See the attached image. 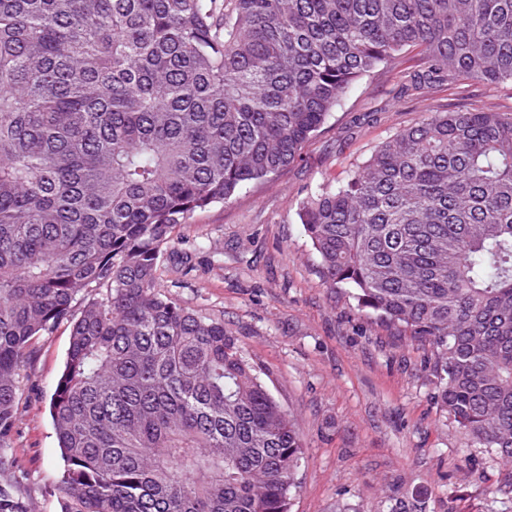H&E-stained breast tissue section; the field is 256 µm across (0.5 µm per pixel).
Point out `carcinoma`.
Wrapping results in <instances>:
<instances>
[{"instance_id": "carcinoma-1", "label": "carcinoma", "mask_w": 512, "mask_h": 512, "mask_svg": "<svg viewBox=\"0 0 512 512\" xmlns=\"http://www.w3.org/2000/svg\"><path fill=\"white\" fill-rule=\"evenodd\" d=\"M411 48L401 96L512 83V0H0V472L17 375L66 322L61 512H288L291 414L161 261ZM299 218L324 283L432 345L441 410L511 465L512 113H430ZM0 512L31 507L0 482Z\"/></svg>"}]
</instances>
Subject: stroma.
Here are the masks:
<instances>
[{
  "label": "stroma",
  "instance_id": "obj_1",
  "mask_svg": "<svg viewBox=\"0 0 512 512\" xmlns=\"http://www.w3.org/2000/svg\"><path fill=\"white\" fill-rule=\"evenodd\" d=\"M404 52L360 81L304 145L302 159L232 202L195 211L179 227L160 282L187 308L222 320L304 444L290 512H501L512 468L471 447L437 403L435 355L358 309L317 274L298 217L310 190L343 180L398 129L430 112L512 113V83L466 77L400 98ZM71 329L40 336L19 375L13 457L34 512H60L63 462L49 400Z\"/></svg>",
  "mask_w": 512,
  "mask_h": 512
}]
</instances>
